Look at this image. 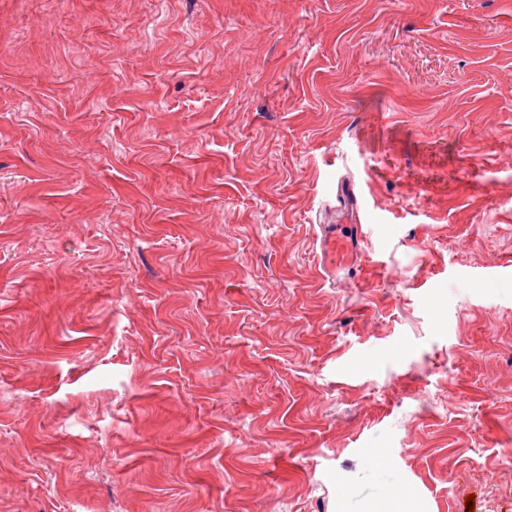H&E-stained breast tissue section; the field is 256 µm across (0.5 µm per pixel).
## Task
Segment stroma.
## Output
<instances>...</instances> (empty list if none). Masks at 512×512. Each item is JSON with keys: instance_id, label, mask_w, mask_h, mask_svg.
<instances>
[{"instance_id": "1", "label": "stroma", "mask_w": 512, "mask_h": 512, "mask_svg": "<svg viewBox=\"0 0 512 512\" xmlns=\"http://www.w3.org/2000/svg\"><path fill=\"white\" fill-rule=\"evenodd\" d=\"M505 448L512 0H0V512H512ZM325 234L323 240V248L332 257V264L343 269L351 267L346 258L348 255L357 254L360 244L365 236L363 225L361 224H327L324 226ZM355 270V269H354ZM418 501L408 495L391 493L366 512H421Z\"/></svg>"}]
</instances>
